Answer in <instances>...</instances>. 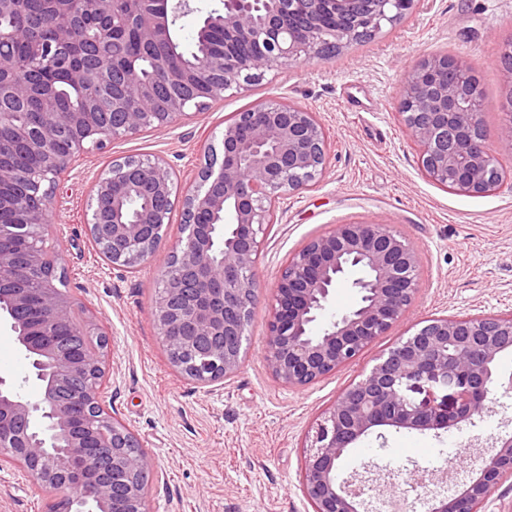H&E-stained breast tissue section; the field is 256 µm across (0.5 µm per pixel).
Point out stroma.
<instances>
[{"label":"stroma","instance_id":"obj_1","mask_svg":"<svg viewBox=\"0 0 512 512\" xmlns=\"http://www.w3.org/2000/svg\"><path fill=\"white\" fill-rule=\"evenodd\" d=\"M512 42V0H416L412 13L385 24L324 60L267 72L249 91H226L186 124L150 127L76 159L64 174L50 216L46 249L67 271L65 290L81 319L107 334L105 400L136 434L149 460L152 512H312L303 494L306 437L320 415L408 329L444 316L512 312V122L505 106L501 57ZM466 59L484 91L482 122L504 172L494 191L465 195L423 172L418 150L396 108L411 67L431 56ZM261 100L313 112L328 138L327 168L314 185L279 199L258 261L259 296L238 372L201 387L170 366L153 319L161 272L181 234L173 210L166 236L141 271L117 277L90 243L86 222L97 178L113 160L167 161L190 185L208 145H219L225 120ZM386 224L421 256V292L405 320L351 365L320 381L288 388L264 359L270 290L288 255L339 224ZM352 448L341 474L379 463L397 491L410 470L436 472L451 450L490 446L512 434V394L494 413L440 434L385 429ZM48 493L20 468L0 465V512H45Z\"/></svg>","mask_w":512,"mask_h":512}]
</instances>
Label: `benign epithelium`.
<instances>
[{
	"label": "benign epithelium",
	"instance_id": "7a95c632",
	"mask_svg": "<svg viewBox=\"0 0 512 512\" xmlns=\"http://www.w3.org/2000/svg\"><path fill=\"white\" fill-rule=\"evenodd\" d=\"M415 0H222L197 30L203 43L220 29L224 54L207 55L185 69L175 63L176 21L194 12L192 0H47L57 37L30 38L29 61L10 51L26 36L0 23V100L24 101L38 92L44 126L36 133L14 124L0 107V185L19 178L6 165L15 142L42 156L39 173L26 175L35 194L22 223L0 225V324L9 327L29 360L23 383L0 377V463L22 469L32 484L55 492L46 512H151L148 461L133 431L100 395L106 333L76 322L74 301L43 276L47 263L38 241L48 228L54 190L74 158L149 126L192 118L190 109L229 90L245 91L267 72L324 57V49L373 36L403 18ZM135 30L149 47L168 45L156 65L172 91L161 98L143 80L134 58H110L118 32ZM66 69L76 87L91 85L83 102L60 112L53 85L34 89L22 70ZM471 69L454 55L423 59L408 72L398 114L419 148L421 165L435 183L467 195L501 184L485 140ZM72 131L70 153L52 150L53 136ZM327 137L314 113L277 101H260L224 126L221 148H208L195 184L181 188L160 160L126 157L96 181L87 221L90 239L121 275L154 256L175 203L182 235L160 279L154 323L172 367L201 386L234 375L243 341L262 292L258 260L275 205L284 195L322 177ZM349 272L360 301L320 331L336 284ZM420 253L385 224H339L289 255L272 291L265 359L280 384L300 388L353 363L400 323L420 294ZM512 352V313L425 321L349 385L315 423L304 462L303 493L313 512H360L377 489L372 470L339 478L345 453L381 427L449 431L491 412L496 402L495 362ZM33 381L38 398L23 385ZM443 391L445 395L438 396ZM455 496L428 497L425 479L411 490L428 500V512H484L491 496L512 479V435L495 440L491 453Z\"/></svg>",
	"mask_w": 512,
	"mask_h": 512
}]
</instances>
